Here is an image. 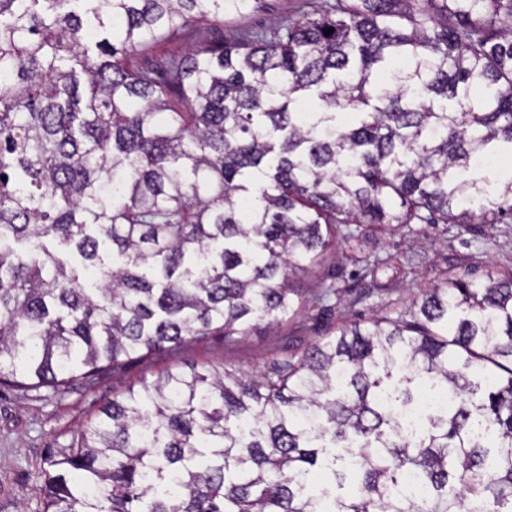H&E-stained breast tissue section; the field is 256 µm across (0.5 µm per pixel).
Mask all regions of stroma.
I'll list each match as a JSON object with an SVG mask.
<instances>
[{
    "mask_svg": "<svg viewBox=\"0 0 512 512\" xmlns=\"http://www.w3.org/2000/svg\"><path fill=\"white\" fill-rule=\"evenodd\" d=\"M323 0H240L223 22H200L189 37L161 41L152 58L180 55L203 41H243L313 12ZM388 259L372 271L366 257ZM512 269V223L411 224L396 230L363 227L360 249L338 248L308 274L293 278L301 310L275 330L258 329L232 341L211 336L146 356L120 370L100 369L88 382L61 392L0 385V512H43L40 474L48 461L77 442L86 423L113 394L166 369L182 371L222 365L250 373L272 361L298 356L318 337L342 323L377 313L403 312L426 288L459 274L482 280L488 270ZM385 288H375V280Z\"/></svg>",
    "mask_w": 512,
    "mask_h": 512,
    "instance_id": "obj_1",
    "label": "stroma"
}]
</instances>
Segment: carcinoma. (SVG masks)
I'll return each mask as SVG.
<instances>
[{
    "label": "carcinoma",
    "mask_w": 512,
    "mask_h": 512,
    "mask_svg": "<svg viewBox=\"0 0 512 512\" xmlns=\"http://www.w3.org/2000/svg\"><path fill=\"white\" fill-rule=\"evenodd\" d=\"M237 4L0 0V384L273 328L365 224L512 219L477 169L512 154V0H334L141 60ZM425 391L451 406L409 429ZM41 478L44 512H512V271L142 380Z\"/></svg>",
    "instance_id": "1"
}]
</instances>
